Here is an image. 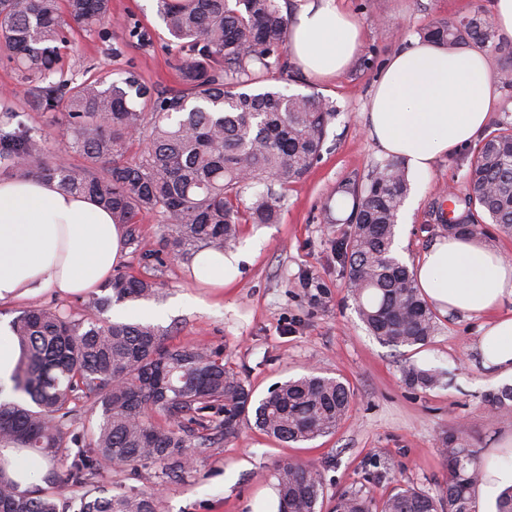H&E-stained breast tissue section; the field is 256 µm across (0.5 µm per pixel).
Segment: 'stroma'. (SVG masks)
Here are the masks:
<instances>
[{
	"label": "stroma",
	"instance_id": "obj_1",
	"mask_svg": "<svg viewBox=\"0 0 512 512\" xmlns=\"http://www.w3.org/2000/svg\"><path fill=\"white\" fill-rule=\"evenodd\" d=\"M361 24L364 41L347 68L330 80L303 74L296 62L273 73V87L288 93L318 94L335 105L321 156L300 182L291 184L276 224H245L240 244L256 242V253L237 283L208 288L187 264L167 260L159 292L122 308L131 321L148 322L167 332L171 345L205 344L221 348L224 358L262 398L275 383L311 371L343 378L353 396L336 433L303 443H283L253 424L237 437L198 451L192 473L161 481L158 467L109 466L100 483L108 493L161 488L159 512H273L274 472L291 461L319 468L327 489L324 512L334 497L360 488L365 474L380 466L386 478L375 488L385 497L399 484L433 493L448 479L441 452L445 435L458 436L480 459L492 456L512 435V401L496 407L489 393L502 384L485 376L472 349L478 324L460 313L437 317V331L423 346L395 348L379 342L362 323L349 289L348 271L336 246L350 231L345 219L350 198L337 188L365 179L386 156L368 137L363 112L389 56L418 40L438 21L458 20L493 0H340ZM138 23L148 41L130 39L126 27ZM66 76L81 78L86 67L112 78L134 72L161 94L181 90L177 65L186 49L167 40L158 0H112L111 24L76 29L60 50ZM15 121L36 128L57 153L68 140L63 115L44 111L21 86L13 62L0 56V95ZM468 145L439 158L431 170L410 179L414 207L397 227L399 258L407 266L434 242L445 238L429 209L437 196L463 189ZM201 299L206 309L193 307ZM414 364L445 375L442 386L413 388L403 369Z\"/></svg>",
	"mask_w": 512,
	"mask_h": 512
}]
</instances>
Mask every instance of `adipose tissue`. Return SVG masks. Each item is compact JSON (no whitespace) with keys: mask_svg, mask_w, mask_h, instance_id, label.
<instances>
[{"mask_svg":"<svg viewBox=\"0 0 512 512\" xmlns=\"http://www.w3.org/2000/svg\"><path fill=\"white\" fill-rule=\"evenodd\" d=\"M364 34L336 0H302L288 49L302 71L329 78L361 47ZM502 91L486 56L414 42L387 60L369 99L366 132L379 149L401 157L414 173L469 145ZM123 229L94 201L59 193L34 179L0 180V305L50 290L67 297L92 292L121 260ZM248 249H202L194 277L221 288L236 281ZM418 287L440 312L480 320L472 346L490 379L512 378V264L498 250L466 237L433 243L417 261Z\"/></svg>","mask_w":512,"mask_h":512,"instance_id":"ef3b65f1","label":"adipose tissue"}]
</instances>
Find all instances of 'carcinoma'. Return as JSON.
<instances>
[{"label": "carcinoma", "mask_w": 512, "mask_h": 512, "mask_svg": "<svg viewBox=\"0 0 512 512\" xmlns=\"http://www.w3.org/2000/svg\"><path fill=\"white\" fill-rule=\"evenodd\" d=\"M159 11L170 40L192 53L178 66L183 90L170 96L155 95L132 73L112 81L106 73L50 81L60 71L59 45L75 28L110 19L111 0H0V52L45 111L65 116L64 155L82 159L59 162L35 129L19 123L0 130V174L53 182L106 208L143 268L113 275L103 287L108 295L87 303L97 312L153 296L167 257L188 262L203 247H231L242 224L279 223L288 185L320 157L336 115L318 94L253 87L261 75L287 66L289 21L277 0H159ZM421 36L450 49L485 46L494 34L478 10ZM134 132L148 147L124 162ZM409 191L405 168L394 159L376 166L365 183L347 180L337 188L352 200V233L339 245L352 296L372 335L393 347L423 346L436 331L435 312L392 250ZM448 202L456 223H448L443 203L436 211L450 235H480L486 222L512 232L511 123L482 139L465 192H449ZM148 213L164 221L157 249L142 246L140 217ZM10 328L21 355L11 376L18 398L0 401V512H157L156 491L108 495L95 479L116 464H151L180 479L193 466L191 449L235 438L251 410L266 435L304 442L335 433L350 407L344 381L314 374L276 384L255 405L220 349L170 348L150 323L99 321L44 306L20 311ZM403 376L414 387L438 382L413 364ZM88 397L94 401L83 431H69ZM443 447L448 482L436 494L401 485L378 503L373 485L383 475L375 473L338 495L333 512H474L484 464L452 435ZM8 449L64 467L61 481L72 495L20 491L8 474ZM275 479L278 512H320L319 469L287 461Z\"/></svg>", "instance_id": "obj_1"}]
</instances>
